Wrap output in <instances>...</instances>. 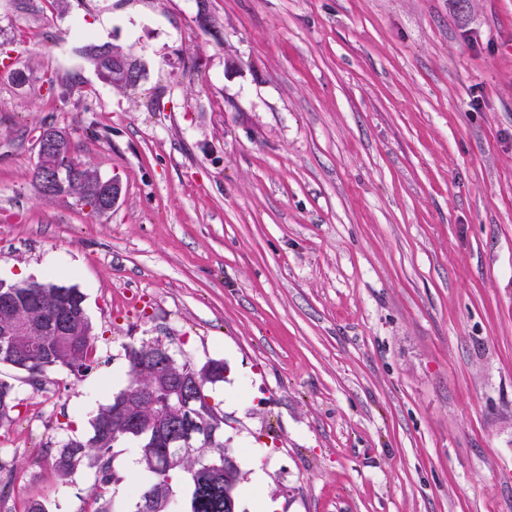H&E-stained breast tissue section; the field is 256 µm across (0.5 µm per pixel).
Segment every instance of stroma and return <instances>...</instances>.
I'll return each mask as SVG.
<instances>
[{
  "label": "stroma",
  "mask_w": 512,
  "mask_h": 512,
  "mask_svg": "<svg viewBox=\"0 0 512 512\" xmlns=\"http://www.w3.org/2000/svg\"><path fill=\"white\" fill-rule=\"evenodd\" d=\"M0 0V279L86 296L96 361L0 429V498L83 512L49 451L127 383L197 362L241 512H512V0ZM134 54L117 91L80 49ZM25 72L16 84L11 70ZM66 130L103 215L32 181Z\"/></svg>",
  "instance_id": "35a3bbf8"
}]
</instances>
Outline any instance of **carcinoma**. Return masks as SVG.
I'll use <instances>...</instances> for the list:
<instances>
[{"instance_id":"obj_1","label":"carcinoma","mask_w":512,"mask_h":512,"mask_svg":"<svg viewBox=\"0 0 512 512\" xmlns=\"http://www.w3.org/2000/svg\"><path fill=\"white\" fill-rule=\"evenodd\" d=\"M101 44L86 43L83 57L94 68L97 76L113 87L123 90L131 83H112V59H101L97 49ZM52 131L63 140L60 162L70 168L78 167L92 175L98 169L76 156L69 135L56 127ZM62 196H73L81 206L90 204L86 186L80 181L70 182L60 191ZM5 292L15 295V307L9 318L25 327V336L3 335L4 319L0 317V366L6 365L24 374V379L37 390L42 389L59 372L80 375L94 363L95 333L88 315H73L72 336H57L53 330L54 313L72 305V297L80 293L73 286L59 282H46L42 288L19 286ZM168 347L157 339L131 345L125 349L127 385L114 393L91 422V430L83 438H72L54 449L51 467L61 485L73 481L83 469L94 471L95 482L88 497L90 512H110L105 499L110 486L122 481L113 469L115 445L130 439L136 444L138 464L150 477L143 488L133 490L132 512H224V494L238 502V488L244 475L233 449L219 438L212 447L184 448L169 445L163 438L148 434L135 437L121 433L120 414L130 412L139 417L144 427L152 426L156 417L164 413L171 420L182 418L181 409L169 400L161 386V377L169 379L193 375L197 382V406L219 430H224V415L209 401L207 385L224 381V361L211 360L210 369L198 365L182 355L180 359L163 367L160 359ZM138 391L153 392L154 401L134 398ZM19 401L14 386L0 379V428L13 422Z\"/></svg>"}]
</instances>
